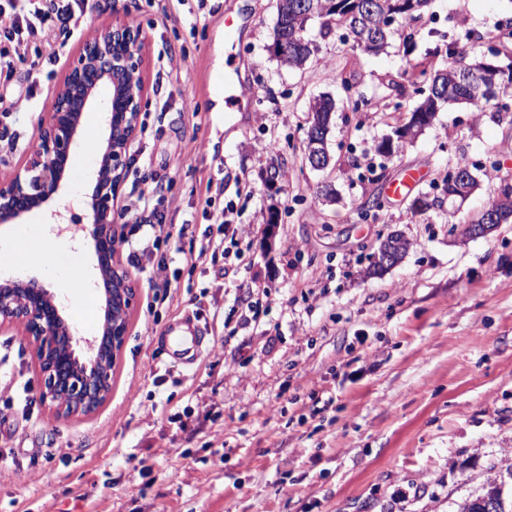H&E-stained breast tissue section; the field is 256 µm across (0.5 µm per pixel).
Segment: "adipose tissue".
<instances>
[{
    "mask_svg": "<svg viewBox=\"0 0 512 512\" xmlns=\"http://www.w3.org/2000/svg\"><path fill=\"white\" fill-rule=\"evenodd\" d=\"M13 240L22 244L21 249L0 248V266H22L29 263L39 264L43 275L50 281L61 282L68 296L77 297L88 294L93 280L83 271L79 256L66 250H52L43 229L37 224H21L12 230Z\"/></svg>",
    "mask_w": 512,
    "mask_h": 512,
    "instance_id": "1",
    "label": "adipose tissue"
}]
</instances>
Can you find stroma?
I'll list each match as a JSON object with an SVG mask.
<instances>
[{
	"mask_svg": "<svg viewBox=\"0 0 512 512\" xmlns=\"http://www.w3.org/2000/svg\"><path fill=\"white\" fill-rule=\"evenodd\" d=\"M118 5L145 37L121 202L161 183L158 208L186 233L161 242L165 267L134 270L112 395L94 415L56 422L42 400L0 391V512H459L493 479L511 498L512 221L484 237L463 231L512 177V111L452 105L393 159L376 145L391 131L386 107L402 104L403 121L418 99L411 63L468 28L511 33L512 0H435L413 52L355 53L332 35L300 69L268 52L277 0H183L169 21L164 0ZM240 7L252 17L233 49L248 109L224 112L205 81L224 71V17ZM110 20L107 6L85 10L77 29L57 34L60 58L18 62L0 104V136L18 146L0 175L24 164L66 67ZM344 73L369 101L361 111ZM392 81L406 85L403 97L390 95ZM323 94L338 110L331 164L317 171L304 141L308 105ZM462 157L482 166L474 194L419 207ZM410 169L425 182L387 196ZM325 183L336 201L316 198ZM374 196L382 207L361 216ZM219 211L248 232L240 257L187 265L183 249L203 242ZM392 235L409 241L407 253L369 276ZM161 280L164 299L151 287ZM251 291L260 299L249 309ZM180 321L208 342L190 365L156 338ZM0 369L40 385L18 332L0 331ZM17 467L26 482L12 478Z\"/></svg>",
	"mask_w": 512,
	"mask_h": 512,
	"instance_id": "stroma-1",
	"label": "stroma"
}]
</instances>
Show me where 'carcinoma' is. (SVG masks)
I'll list each match as a JSON object with an SVG mask.
<instances>
[{
  "instance_id": "carcinoma-1",
  "label": "carcinoma",
  "mask_w": 512,
  "mask_h": 512,
  "mask_svg": "<svg viewBox=\"0 0 512 512\" xmlns=\"http://www.w3.org/2000/svg\"><path fill=\"white\" fill-rule=\"evenodd\" d=\"M431 0H279L274 27V49L280 43L288 46V58L281 64L296 68L315 56L317 44L306 36L310 24L320 21L319 36L326 38L333 30L341 29L343 42L352 51L378 54L391 45V38L398 36L406 51L415 48L416 27L428 11ZM483 56L472 55L465 47L450 42L437 46L425 54L422 61L412 66V84L419 86L416 93L420 100L410 110V118H423L422 126L433 124L439 112L451 104L475 107L495 104L500 112L509 111L504 99L512 97V68L500 71L495 78L486 74ZM336 101L329 96L314 98L308 107L306 145L322 141L325 130L332 126ZM411 122L393 127L394 144L381 141L377 151L384 157L398 152L399 138L408 134ZM479 167L460 159L448 163V173L443 179L445 192L451 193L453 181ZM512 209V182L500 181L497 193L488 206ZM497 502V512H512V502L503 497L501 485L495 481L487 484L484 494L465 502L460 512H490L488 506Z\"/></svg>"
}]
</instances>
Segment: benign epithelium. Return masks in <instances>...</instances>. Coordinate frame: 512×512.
Wrapping results in <instances>:
<instances>
[{"mask_svg":"<svg viewBox=\"0 0 512 512\" xmlns=\"http://www.w3.org/2000/svg\"><path fill=\"white\" fill-rule=\"evenodd\" d=\"M142 31L117 16L81 44L78 56L61 79L51 107L39 123L36 148L25 164L0 178V224H19L32 211L59 195L72 169V157L81 148L82 117L94 101L95 88L107 79L115 95L106 101L102 122L106 137L89 199L80 211L68 205L54 211L53 219L78 224L82 244L93 254L101 283L105 285V318L102 333L85 342L65 319L51 291L40 279L5 280L0 283V330H16L30 345L41 396L53 419L95 413L112 392L109 360L122 350L128 331V315L137 292L131 271L123 264V242L118 222L119 198L125 179V158L138 133L145 92L142 76ZM504 215L491 212L486 224L467 228L470 237L491 233ZM400 258L381 250L372 268L384 273Z\"/></svg>","mask_w":512,"mask_h":512,"instance_id":"7a95c632","label":"benign epithelium"}]
</instances>
